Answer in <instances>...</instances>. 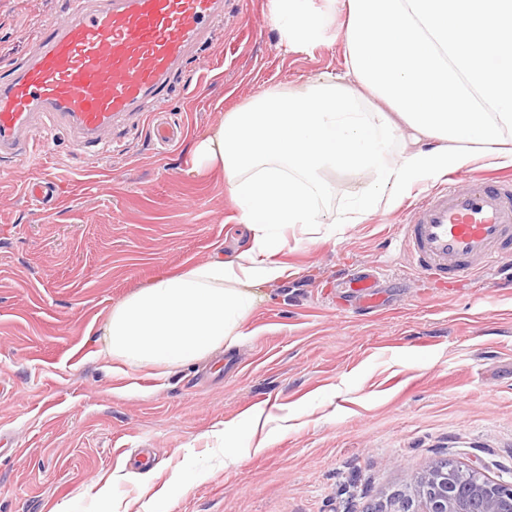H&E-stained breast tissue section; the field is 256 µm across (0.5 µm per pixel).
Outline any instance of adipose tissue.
<instances>
[{"mask_svg": "<svg viewBox=\"0 0 512 512\" xmlns=\"http://www.w3.org/2000/svg\"><path fill=\"white\" fill-rule=\"evenodd\" d=\"M284 49L323 40L313 0H271ZM347 17L344 76L270 89L225 113L193 160L219 168L247 247L230 260L188 265L114 306L100 330L104 356L127 366L178 367L234 346L254 288L282 280L283 230L359 223L422 177L457 170L471 147L512 163V0H335ZM369 182L349 210L324 204L326 172Z\"/></svg>", "mask_w": 512, "mask_h": 512, "instance_id": "obj_1", "label": "adipose tissue"}]
</instances>
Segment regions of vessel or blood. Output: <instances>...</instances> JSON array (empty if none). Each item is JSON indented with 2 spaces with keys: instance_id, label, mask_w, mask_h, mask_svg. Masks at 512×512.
Segmentation results:
<instances>
[{
  "instance_id": "b4317fda",
  "label": "vessel or blood",
  "mask_w": 512,
  "mask_h": 512,
  "mask_svg": "<svg viewBox=\"0 0 512 512\" xmlns=\"http://www.w3.org/2000/svg\"><path fill=\"white\" fill-rule=\"evenodd\" d=\"M224 20V0H74L66 19L41 27L33 54L0 79V157L46 150L31 128L62 120L91 147L115 125L139 116L162 145L178 131L163 122L172 77ZM57 184L36 178L28 199L49 206ZM425 278L469 279L512 261V180L472 179L439 187L408 210L400 226ZM382 275L344 278L361 309L382 299Z\"/></svg>"
}]
</instances>
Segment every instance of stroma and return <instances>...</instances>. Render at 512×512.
<instances>
[{
  "mask_svg": "<svg viewBox=\"0 0 512 512\" xmlns=\"http://www.w3.org/2000/svg\"><path fill=\"white\" fill-rule=\"evenodd\" d=\"M70 3L0 0V74ZM269 9L226 0L222 31L168 89L176 145L134 118L87 149L67 125L38 126L48 155L0 158V512H105L95 483L117 470L112 496L128 512L159 490L155 512H362L442 458H478L512 481V287L418 278L398 234L436 179L331 236L285 228L288 277L258 289L236 346L106 370L93 330L113 306L247 244L223 171L196 169L193 143L271 88L346 71L345 16L331 15L323 43L287 53ZM44 176L60 182L49 209L24 195ZM368 268L386 276L382 308L337 310V275ZM257 406L271 420L253 433ZM253 434L257 455L245 451ZM229 447L240 455L228 465Z\"/></svg>",
  "mask_w": 512,
  "mask_h": 512,
  "instance_id": "35a3bbf8",
  "label": "stroma"
}]
</instances>
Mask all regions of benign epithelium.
<instances>
[{"mask_svg":"<svg viewBox=\"0 0 512 512\" xmlns=\"http://www.w3.org/2000/svg\"><path fill=\"white\" fill-rule=\"evenodd\" d=\"M482 470L477 460L465 469L438 461L366 512H512V482L488 479Z\"/></svg>","mask_w":512,"mask_h":512,"instance_id":"benign-epithelium-1","label":"benign epithelium"}]
</instances>
